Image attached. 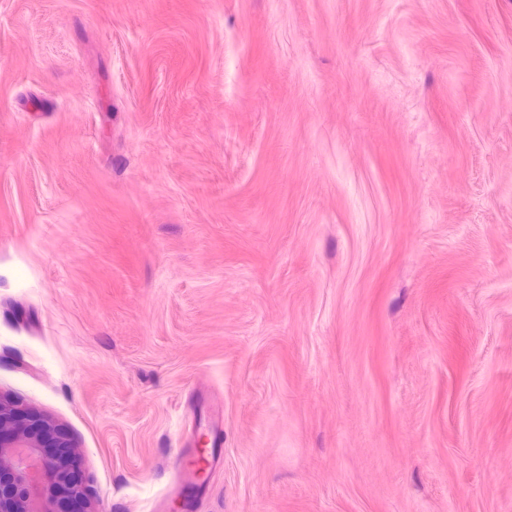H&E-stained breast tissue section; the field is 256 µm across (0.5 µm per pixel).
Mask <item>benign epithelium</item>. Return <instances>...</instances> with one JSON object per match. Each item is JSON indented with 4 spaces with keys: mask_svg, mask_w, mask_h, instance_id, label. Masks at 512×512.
<instances>
[{
    "mask_svg": "<svg viewBox=\"0 0 512 512\" xmlns=\"http://www.w3.org/2000/svg\"><path fill=\"white\" fill-rule=\"evenodd\" d=\"M73 447L66 429L19 399L0 396V512H61L55 487L66 477L57 448Z\"/></svg>",
    "mask_w": 512,
    "mask_h": 512,
    "instance_id": "1",
    "label": "benign epithelium"
}]
</instances>
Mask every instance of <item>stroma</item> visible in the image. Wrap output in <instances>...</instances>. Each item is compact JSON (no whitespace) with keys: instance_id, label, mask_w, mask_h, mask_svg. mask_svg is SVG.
Wrapping results in <instances>:
<instances>
[{"instance_id":"35a3bbf8","label":"stroma","mask_w":512,"mask_h":512,"mask_svg":"<svg viewBox=\"0 0 512 512\" xmlns=\"http://www.w3.org/2000/svg\"><path fill=\"white\" fill-rule=\"evenodd\" d=\"M0 392L95 512H512V0H0ZM204 420L207 431L203 434L211 437L212 446L221 448L224 444V421L213 403L207 406Z\"/></svg>"}]
</instances>
